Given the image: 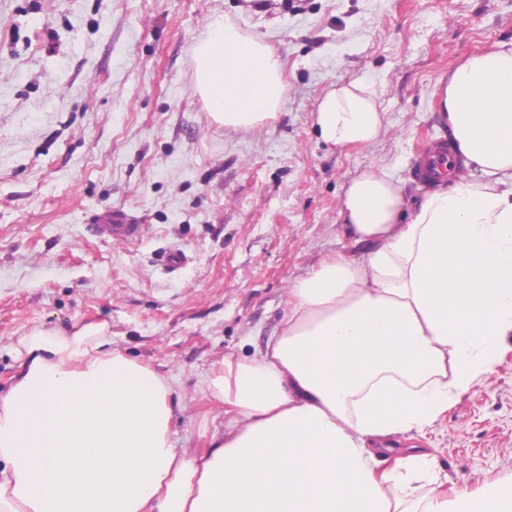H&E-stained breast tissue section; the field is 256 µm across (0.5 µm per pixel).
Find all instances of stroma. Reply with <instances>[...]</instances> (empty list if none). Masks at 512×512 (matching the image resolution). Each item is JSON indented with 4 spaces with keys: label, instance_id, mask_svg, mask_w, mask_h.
Instances as JSON below:
<instances>
[{
    "label": "stroma",
    "instance_id": "stroma-1",
    "mask_svg": "<svg viewBox=\"0 0 512 512\" xmlns=\"http://www.w3.org/2000/svg\"><path fill=\"white\" fill-rule=\"evenodd\" d=\"M216 10L284 65L283 108L253 131L213 124L192 91L190 47ZM511 38L512 0H273L265 15L247 0H0V395L27 330L106 322L114 347L174 378L178 447H207L215 362L262 349L290 282L353 253L338 216L350 179L382 168L407 201L426 193L416 165L448 139L443 78ZM353 79L380 94L384 126L337 151L315 110ZM112 206L138 240L101 234ZM401 445L460 493L512 483V335L493 373Z\"/></svg>",
    "mask_w": 512,
    "mask_h": 512
}]
</instances>
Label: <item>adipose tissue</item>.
I'll use <instances>...</instances> for the list:
<instances>
[{
  "instance_id": "obj_1",
  "label": "adipose tissue",
  "mask_w": 512,
  "mask_h": 512,
  "mask_svg": "<svg viewBox=\"0 0 512 512\" xmlns=\"http://www.w3.org/2000/svg\"><path fill=\"white\" fill-rule=\"evenodd\" d=\"M190 57L217 125L282 109L280 56L223 14ZM439 107L482 180L442 171L409 205L384 170L352 178L339 217L358 254L293 281L264 351L216 363L204 395L224 424L207 450L176 448L169 379L113 348L108 323L21 336L27 365L0 396V512H512L508 487L449 493L424 449L381 465L387 442L493 372L512 335V41L450 71ZM384 119L358 79L315 112L340 150L372 144Z\"/></svg>"
}]
</instances>
